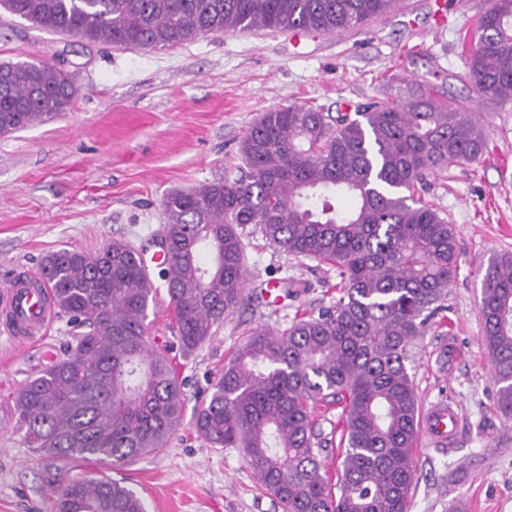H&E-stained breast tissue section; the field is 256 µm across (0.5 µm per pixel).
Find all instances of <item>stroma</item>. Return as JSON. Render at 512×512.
Segmentation results:
<instances>
[{"label": "stroma", "mask_w": 512, "mask_h": 512, "mask_svg": "<svg viewBox=\"0 0 512 512\" xmlns=\"http://www.w3.org/2000/svg\"><path fill=\"white\" fill-rule=\"evenodd\" d=\"M487 0H398L380 18L338 35L256 30L203 35L173 47L89 44L33 28L0 10V62L44 61L73 72L79 92L62 116L0 136V285L16 270L40 272L63 250L93 253L109 240L154 251L162 201L174 189L223 178L239 142L268 109L290 104L336 113L387 99L399 82L442 86L481 122L488 152L436 177L427 201L457 232L458 275L445 325L411 347L408 372L420 407L439 396L462 415L455 445L419 441V481L409 512H512V420L496 410L491 355L481 339V266L512 252V103L484 101L460 82L461 41ZM245 303L190 359H182L167 295L151 304L148 334L168 350L187 405L165 448L107 471L149 512H282L239 448H211L194 408L225 360L259 324L284 329L335 301L336 270L297 260L247 237ZM304 285L289 294L290 284ZM72 332L57 321L39 345L0 334V512H53L39 458L14 427L7 396L68 354Z\"/></svg>", "instance_id": "stroma-1"}]
</instances>
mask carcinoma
Returning a JSON list of instances; mask_svg holds the SVG:
<instances>
[{"label": "carcinoma", "mask_w": 512, "mask_h": 512, "mask_svg": "<svg viewBox=\"0 0 512 512\" xmlns=\"http://www.w3.org/2000/svg\"><path fill=\"white\" fill-rule=\"evenodd\" d=\"M396 0H0L31 26L89 43L166 48L204 34L256 28L341 33ZM463 81L512 102V0H488ZM74 75L45 62L0 63V134L67 111ZM488 142L473 113L417 86L354 112L272 108L239 145L238 174L163 200L160 281L126 242L95 253L60 250L42 275L75 329L67 357L10 396L15 430L46 459L54 512H147L131 487L100 473L159 451L180 428L186 397L166 352L146 336L149 304L165 288L182 358L208 341L244 301L251 228L296 259L336 268V301L278 331L255 326L194 408L213 448H242L282 512H408L419 403L410 346L449 309L458 271L455 229L424 198L427 178L478 163ZM482 340L493 359L495 402L512 418V253L482 278ZM342 408V468L320 455L329 441L311 409Z\"/></svg>", "instance_id": "obj_1"}]
</instances>
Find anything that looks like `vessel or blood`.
I'll return each instance as SVG.
<instances>
[{"mask_svg": "<svg viewBox=\"0 0 512 512\" xmlns=\"http://www.w3.org/2000/svg\"><path fill=\"white\" fill-rule=\"evenodd\" d=\"M51 297L44 278L25 270L15 273L0 288V307L6 309L9 315L8 323L1 329L18 343L41 339L58 316ZM460 421L457 406L443 398L431 403L422 412L419 425L429 444L444 447L453 443L454 428Z\"/></svg>", "mask_w": 512, "mask_h": 512, "instance_id": "obj_1", "label": "vessel or blood"}]
</instances>
